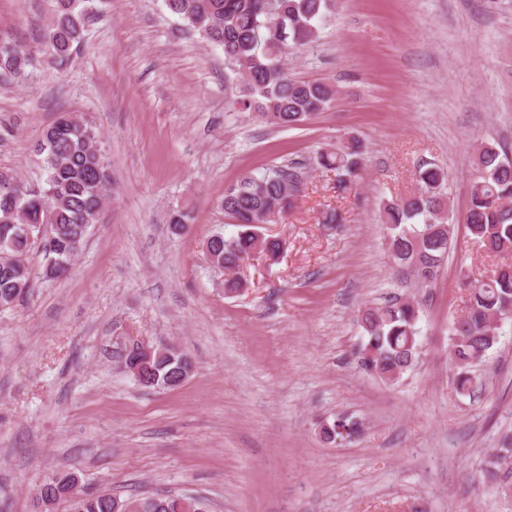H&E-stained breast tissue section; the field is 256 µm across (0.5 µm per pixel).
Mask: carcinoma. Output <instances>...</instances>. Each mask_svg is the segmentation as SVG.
Returning a JSON list of instances; mask_svg holds the SVG:
<instances>
[{
    "label": "carcinoma",
    "instance_id": "cac0c4a2",
    "mask_svg": "<svg viewBox=\"0 0 512 512\" xmlns=\"http://www.w3.org/2000/svg\"><path fill=\"white\" fill-rule=\"evenodd\" d=\"M108 0H51V22L42 50L65 65L84 41L87 23L106 15ZM333 0H167L169 10L207 42L223 49L235 79L240 81L235 104L277 128H296L331 103L334 91L324 82L298 80L285 66L288 52L313 43L328 17ZM33 54L0 45V76L19 78ZM95 128L76 115L62 113L41 140L47 177L35 193L28 184L0 176V309L21 302L30 288L31 269L15 264L27 258L31 242L23 224H45L51 250L43 255V276L67 272L74 251L81 248L90 225L111 191L103 156L93 150ZM360 140L345 138L339 146L317 153L319 166L336 173L338 188L346 187L361 168ZM465 228L470 239L490 257L512 255V158L505 147L482 144L473 154ZM417 190L381 201L378 222L387 232L388 258L410 270L418 281H432L448 259L453 225L447 222V174L433 162L417 164ZM304 164L291 162L257 176L243 175L224 188V214L239 227L236 234L212 236L207 242L211 263L224 270V295L250 288L236 276L245 258L259 254L276 261L282 243L255 230L271 209L282 216L302 192ZM512 318V263L497 264L488 275L470 281L463 313L452 322L449 351L456 368L457 391H471L472 359L484 357L495 345L497 319ZM419 304L405 299L364 305L358 322L366 341L360 365L380 379L395 383L416 363ZM191 368L180 350L154 353L148 365L132 372L146 387H177ZM360 433V423L345 417L320 427L323 440L334 442ZM485 472L504 493H512V442L504 441L486 463ZM40 500L69 503V512H112L114 497L79 489L74 474L63 471L43 483ZM124 512H206L196 498L132 495L121 500Z\"/></svg>",
    "mask_w": 512,
    "mask_h": 512
}]
</instances>
